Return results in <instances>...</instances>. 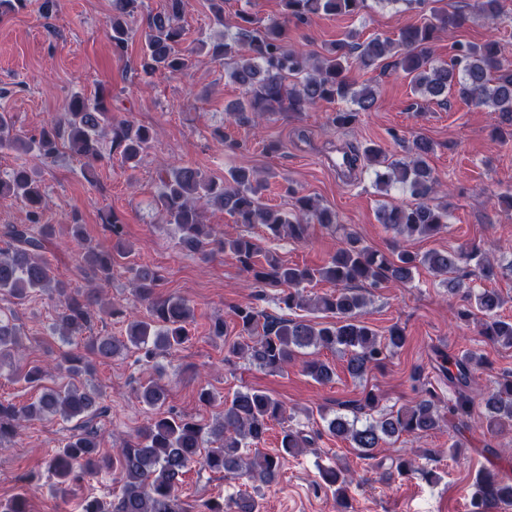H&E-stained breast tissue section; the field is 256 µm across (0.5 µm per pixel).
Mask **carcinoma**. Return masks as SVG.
I'll use <instances>...</instances> for the list:
<instances>
[{"label":"carcinoma","instance_id":"1","mask_svg":"<svg viewBox=\"0 0 512 512\" xmlns=\"http://www.w3.org/2000/svg\"><path fill=\"white\" fill-rule=\"evenodd\" d=\"M281 2L286 15L306 21L322 14L357 15L365 9L367 0ZM140 5L141 0H112L106 33L115 50L125 49L132 34L128 19ZM472 7L494 20L500 14L501 0H473ZM183 11L184 0H165L163 10L149 17L140 58L145 74L172 76L188 67L190 57L181 49L185 36L180 24ZM237 18L235 31H224L211 48L214 57L224 60L225 73L244 90V97L226 108L229 119L237 125H248L264 112L298 114L320 102H351L357 112H369L376 105V91L371 85L354 89L349 78L350 61L369 68L395 56L396 65L410 77L415 93L428 99H446L455 88L471 105L488 108L497 115L496 138H512V69L502 62L499 42L491 36L480 44L459 42L449 64L438 63L433 57L432 45L439 34L466 23L463 11L450 13L444 7H433L421 24L401 29L394 39L374 37L360 42L357 34L349 31L316 55H306L290 45L287 30L279 23L256 33L249 13L242 11ZM106 129L110 131L111 146L120 149L124 163L131 168L152 147L153 135L146 127L128 121L112 123V113L103 97L75 95L65 111L30 140L16 132L10 113L1 112L0 150L34 151L41 160L51 162L60 148L66 147L93 164L103 158L101 134ZM431 152L430 142L423 137L413 139L405 158L389 159L378 146L366 149L367 161L376 166V183L387 188L397 186L413 199L411 204L385 206L380 211V223L394 230L399 239L393 242L388 258L370 250L349 232L336 253L317 268L282 262L249 232L259 225L269 241L283 235L304 241L312 222L328 229L335 227L336 213L316 199L292 190L290 212L274 209L262 203V185L254 172L241 167L229 169L220 181L185 163L160 174L156 207L166 223L175 226L180 243L200 259L207 260L217 252L231 254L254 281L282 288L281 301L290 310L308 305L303 290L313 283L328 282L337 287L317 297L314 303L315 309L332 314L333 322L271 319L253 305L236 307L234 316L241 339L227 343V354L279 371L304 349L339 351L347 355L349 373L362 378L401 349L406 335L398 325L391 326L387 335H378L362 319L367 298L359 288H376L386 279L405 284L420 265L440 279L451 295L461 288L457 273L463 269L479 280L497 279L502 268L487 259L477 245L431 250L423 255L404 246L415 236L434 237L448 224V206L431 204L439 187L428 163ZM8 197L25 203L27 222L6 224L0 230V238L6 239V247H0V294L19 301L41 293L54 297L59 313L52 332L67 344L83 336L104 312L125 318L127 329L123 339L90 338L84 345L85 355L63 352L52 368L38 362L25 368L22 379L41 388V392L35 401L25 405L0 401V444L17 438L25 423L32 420L50 415L64 420L94 415L103 392L94 386L76 384L77 378L91 373V360L107 362L131 348L143 352L147 360L159 351L176 352L190 340L188 326L194 318L188 300L157 293L162 276L144 266L131 267L129 273L134 295L146 304L149 317L140 319L121 307L102 304L96 282L111 278L117 260L127 250L122 225L115 218L106 225L112 238V245L107 248L92 244L79 222L71 224L77 269L88 287L71 288L56 279L45 257L53 242L54 225L46 219L42 182L27 167L19 166L8 178L0 180V198ZM211 203L226 210L248 232L216 237L202 220V209ZM465 299L469 305L458 312V318L476 323L490 343L512 347V320L505 321L498 315L503 304L499 293L483 288L475 294L467 293ZM24 348L25 336L20 327L0 315V367L13 366L15 354ZM485 366L487 358L478 351L441 357L440 371L455 393L454 400L448 401L446 416L440 413L436 393L417 372L413 380L420 396L412 404L361 424L358 414L373 410L379 403V395L369 390L361 400L343 404L351 415L338 414L327 420V430L360 449L364 458L372 459L373 451L403 435H418L445 425L458 434L470 429L477 399L486 410L487 429L512 427V373L502 375L495 386L477 393L472 390L473 376ZM304 370L318 383L333 380L330 364L318 358L305 361ZM166 396V386L153 379L138 389L139 401L150 408L162 407ZM290 419L287 408L267 393L239 390L224 400V411L212 424L159 412L135 437L113 449L110 456L102 454L95 432L74 434L49 459L48 470L58 478L61 492L72 482H91L104 468L119 472L121 492L88 497L82 512H183L177 490L196 463L211 472L246 473L255 482L271 483L278 475L281 460L312 446L311 438L290 426L282 431L280 451L274 456H249L243 449L260 443L271 423ZM415 462L414 453H403L393 460L401 476L416 471ZM323 481L341 502L352 475L346 469L329 468L323 473ZM506 504L512 505V476L496 466L483 469L476 478L470 512H499Z\"/></svg>","mask_w":512,"mask_h":512}]
</instances>
